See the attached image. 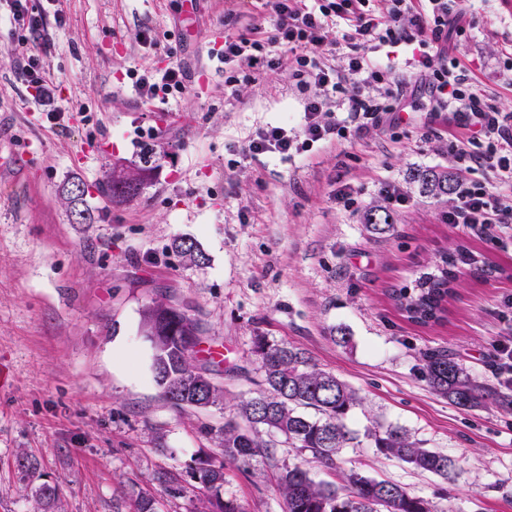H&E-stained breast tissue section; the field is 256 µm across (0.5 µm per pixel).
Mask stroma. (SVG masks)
<instances>
[{
    "label": "stroma",
    "instance_id": "35a3bbf8",
    "mask_svg": "<svg viewBox=\"0 0 512 512\" xmlns=\"http://www.w3.org/2000/svg\"><path fill=\"white\" fill-rule=\"evenodd\" d=\"M261 0H56L66 23L51 27L41 61L61 85L62 120L52 129L13 71L10 26L0 27V512H31L32 493L60 484L58 512H136L141 496L158 512H199L205 494L186 470L220 457L211 436L228 408L260 390L255 337L304 348L363 399L348 420L363 433L375 422L406 428L426 447L454 457L447 483L379 454L370 440L344 449L343 469L386 479L429 499L436 512H512V412L494 404L464 410L429 386L426 350L443 348L478 380L494 383L492 345L512 331V230L471 234L448 223L455 196L425 194L418 170L443 169L456 182L493 184L501 203L512 185L458 157L459 132L424 126L412 112L393 129L318 144L285 159L243 148L261 127L296 124L300 98L287 67L224 88L214 45L249 33ZM454 54L471 82L512 112V0H466ZM177 60L186 94L147 104L134 74ZM111 141L103 154L95 141ZM164 147L140 194L100 195L117 162L144 144ZM88 150L85 164L72 162ZM80 177L95 220L74 223L60 197ZM404 199L387 203L383 188ZM353 205L336 201L339 190ZM387 206L394 230L376 235L366 214ZM194 239L207 256L195 266L170 248ZM464 246L493 266L460 273L440 323L421 326L396 307L408 285L447 248ZM154 299L184 306L204 346L227 360L216 380L223 406L180 411L152 370L140 312ZM351 337L336 343L337 328ZM39 462L22 472L19 453ZM300 464L333 481L308 456L277 448L249 468L225 462L223 498L246 512H281L275 465ZM178 477L168 495L157 473Z\"/></svg>",
    "mask_w": 512,
    "mask_h": 512
}]
</instances>
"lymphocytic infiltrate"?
I'll list each match as a JSON object with an SVG mask.
<instances>
[{
    "instance_id": "1",
    "label": "lymphocytic infiltrate",
    "mask_w": 512,
    "mask_h": 512,
    "mask_svg": "<svg viewBox=\"0 0 512 512\" xmlns=\"http://www.w3.org/2000/svg\"><path fill=\"white\" fill-rule=\"evenodd\" d=\"M10 4L11 25L27 33L33 44L17 57L16 75L42 106L44 123L56 127L61 119L57 86L41 67L36 51L48 42V14L34 0H10ZM463 21L460 0H313L309 5L304 0H263L250 36L224 38L219 52L229 69L224 84L235 87L240 70L257 72L274 66L267 48L283 45L288 50L285 61L303 97V112L298 125L258 129L247 145L248 153L292 157L317 143L348 134L361 137L393 126L399 113L407 109L405 94L392 87L394 69L372 61L368 52L385 43L404 41L416 47L410 66L419 82L410 92L428 96L431 115H447L449 123L467 130L462 145L472 149L474 160L512 178V113L481 95L466 78L459 60L448 53L452 35ZM331 30L349 48L339 66L329 64L324 53ZM358 73L364 76L362 86L346 93L345 83ZM187 82L184 68L170 62L144 69L136 86L146 101H165L185 93ZM339 109L347 114L345 122L336 119ZM447 219L482 236L512 224V209L501 207L489 186L473 184L458 189Z\"/></svg>"
}]
</instances>
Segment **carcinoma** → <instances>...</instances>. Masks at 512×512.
I'll list each match as a JSON object with an SVG mask.
<instances>
[{
	"mask_svg": "<svg viewBox=\"0 0 512 512\" xmlns=\"http://www.w3.org/2000/svg\"><path fill=\"white\" fill-rule=\"evenodd\" d=\"M157 156L145 147L139 164L129 170L136 182L129 183L111 175L99 188L108 198L129 200L136 197L144 177L153 169ZM423 191L435 198L455 191L454 178L446 171L420 170L416 173ZM84 185L72 179L63 189V200L81 223H93L86 205V193L75 196L71 187ZM369 229L386 234L393 229L390 213L381 206L367 213ZM173 248L193 265H202L207 257L195 241L177 238ZM468 266L486 276L492 268L465 247L444 252L439 261L413 281L410 287L393 291L392 298L407 318L428 325L442 320L448 298L453 292L456 272ZM141 329L153 348V373L164 398L178 410L206 409L224 401V388L214 378L219 363H197L201 328L197 320L181 307L163 300H152L141 311ZM253 353L262 375L263 390L240 402L236 415L224 420L216 439L224 459L200 457L189 467L191 479L212 493L203 512H246L233 499L219 495L224 485V461L243 468L258 457L271 459L274 448L285 444L300 453H308L326 471L339 477L340 483L314 480L301 466L284 464L276 474V488L282 498V512H433L431 502L413 495L389 480L377 479L339 465L343 449L359 443V435L348 427L351 412L362 398L334 374L320 369L306 352L294 345L271 343L264 336L253 341ZM424 370L430 387L459 408L473 410L491 402L512 410V391L482 383L461 367L446 351L423 353ZM379 453L396 458L412 469L448 480L456 470V460L448 454L428 448L405 428L378 424L364 433ZM33 512H53L59 488L43 484L34 494Z\"/></svg>",
	"mask_w": 512,
	"mask_h": 512,
	"instance_id": "cac0c4a2",
	"label": "carcinoma"
}]
</instances>
